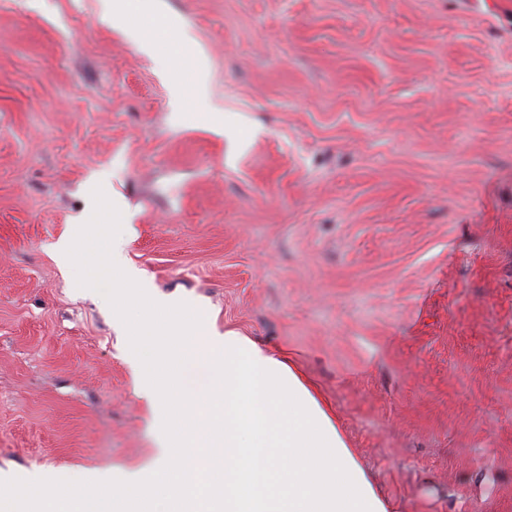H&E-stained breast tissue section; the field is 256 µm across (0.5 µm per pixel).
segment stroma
<instances>
[{
  "label": "stroma",
  "mask_w": 512,
  "mask_h": 512,
  "mask_svg": "<svg viewBox=\"0 0 512 512\" xmlns=\"http://www.w3.org/2000/svg\"><path fill=\"white\" fill-rule=\"evenodd\" d=\"M156 9L183 63L126 38ZM104 171L127 265L286 354L388 512H512V0H0L7 478L157 446L119 318L54 255Z\"/></svg>",
  "instance_id": "obj_1"
}]
</instances>
